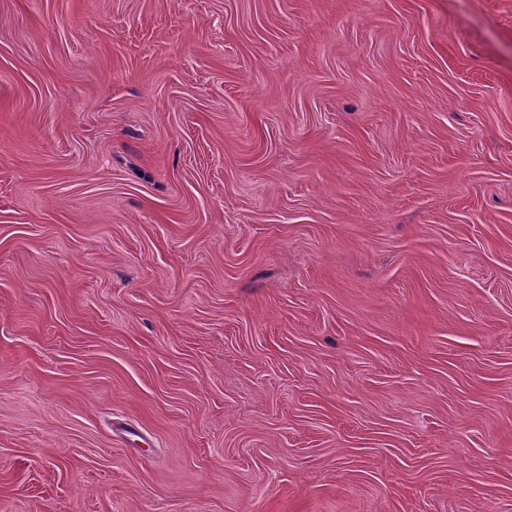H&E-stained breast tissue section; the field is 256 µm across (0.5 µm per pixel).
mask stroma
I'll return each instance as SVG.
<instances>
[{"label": "stroma", "instance_id": "1", "mask_svg": "<svg viewBox=\"0 0 512 512\" xmlns=\"http://www.w3.org/2000/svg\"><path fill=\"white\" fill-rule=\"evenodd\" d=\"M0 512H512V0H0Z\"/></svg>", "mask_w": 512, "mask_h": 512}]
</instances>
